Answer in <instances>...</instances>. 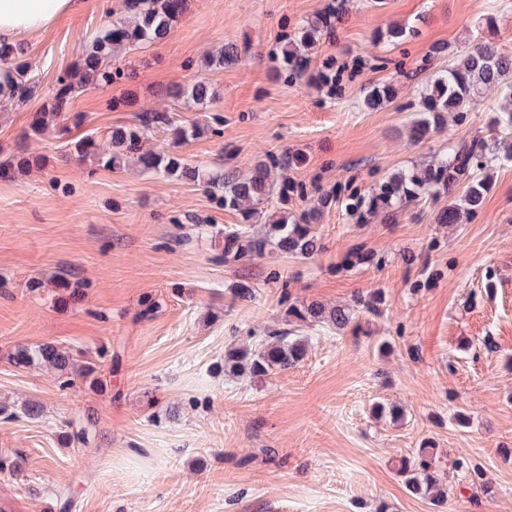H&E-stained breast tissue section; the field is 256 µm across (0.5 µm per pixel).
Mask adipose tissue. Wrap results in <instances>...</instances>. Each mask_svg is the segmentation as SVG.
Returning <instances> with one entry per match:
<instances>
[{"mask_svg": "<svg viewBox=\"0 0 512 512\" xmlns=\"http://www.w3.org/2000/svg\"><path fill=\"white\" fill-rule=\"evenodd\" d=\"M76 5L77 0H0V42L14 43L38 36Z\"/></svg>", "mask_w": 512, "mask_h": 512, "instance_id": "ef3b65f1", "label": "adipose tissue"}]
</instances>
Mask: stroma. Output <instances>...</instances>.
<instances>
[{"label":"stroma","instance_id":"stroma-1","mask_svg":"<svg viewBox=\"0 0 512 512\" xmlns=\"http://www.w3.org/2000/svg\"><path fill=\"white\" fill-rule=\"evenodd\" d=\"M328 0H188L168 35L128 54L135 78L90 86L68 109L72 137L109 142L136 112L165 111L176 125L224 118L223 138L205 133L178 147L189 166L247 171L268 154L303 161L285 176L328 191L367 190L401 169L422 166L448 140L488 137L489 115L449 125L421 145L409 140L419 81L398 83V100L365 106L367 87L414 67L436 44L487 42L512 53V11L498 0H349L319 57L346 71L339 95L276 79L268 57L278 38L314 19ZM108 0H79L35 40L25 58L39 80L30 101L0 111V160L15 151L50 94L92 37L107 27ZM404 22L417 36L397 48L377 39ZM241 49L236 63L201 69L203 58ZM390 67L372 69L373 57ZM201 79L217 97L174 102L167 89ZM132 97L118 110L109 101ZM26 153L45 168L0 176V505L12 512H512V167L466 224H440L447 199L408 206L395 223L368 224L338 209L318 225L323 250L308 260L274 252L228 263L224 233L238 213L211 203L197 183L155 176L131 162L119 171L71 154L63 139L33 138ZM364 248L381 267L347 269ZM421 258L407 266L404 252ZM435 277L422 282L423 264ZM65 273L82 290L62 302L49 279ZM252 302L233 301L239 284ZM384 295L378 316L356 315L343 333L325 324L309 336L303 362L261 381L224 370V352L249 348L265 329H288L281 299L351 305ZM158 308L147 313L146 300ZM53 342L95 357L103 387L64 389L43 366L19 367L17 346ZM43 412L24 414L28 402ZM403 417H374L375 403ZM464 412L466 426L452 416ZM97 421L89 444L73 445L66 422ZM433 441L441 454L470 453L492 486L470 489L447 471L443 505L411 495L399 460Z\"/></svg>","mask_w":512,"mask_h":512}]
</instances>
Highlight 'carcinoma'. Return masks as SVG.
<instances>
[{
  "mask_svg": "<svg viewBox=\"0 0 512 512\" xmlns=\"http://www.w3.org/2000/svg\"><path fill=\"white\" fill-rule=\"evenodd\" d=\"M347 0H329L315 19L302 23L285 36L277 51L271 55L273 68L286 83H301L309 74L312 57L320 42L332 31L336 19L342 16ZM186 10V0H119L117 18L92 40V49L75 66L59 75L44 101L41 111L34 113L29 127L20 139L53 135L64 138L70 128L63 124L64 112L78 89L86 86H110L133 77V72L114 63L122 53L146 47L163 38ZM416 34L413 26H393L379 34L378 39L397 47ZM0 63L16 72L18 95L0 102L3 110L14 102L26 101L38 91L37 82L23 59V49L17 44L0 45ZM345 67L336 61L322 63L317 79L331 95L341 92L340 78ZM512 57L489 44L464 45L448 56V67L427 76L420 94L418 117L411 126V139L421 144L435 133L442 132L448 122L457 125L467 122L470 113L481 104L490 87L500 91L506 105L490 117V138L470 141H448V153L423 168H411L392 173L367 192L349 186L324 191L314 207L298 213L279 212L275 220L265 225L263 234H250V228L240 227L227 234L224 241V261H239L244 257L262 258L270 250L297 259H311L323 248L322 239L314 224L323 212L339 207L357 218L360 224H369L378 216L394 221L411 204L426 198L444 195L452 197L448 207L437 215L439 224H461L473 219L491 188L488 171L494 167L512 166ZM175 101L192 100L197 104L209 98L208 84L203 80L168 90ZM398 97L396 83L389 78L367 87L365 105L370 109L385 107ZM168 131L178 144L196 135L197 130L177 126L167 112H140L133 123L112 130V151L97 155L104 167L119 170L126 160L137 157L143 167L164 177L188 178L205 185L213 203L226 211L242 216L248 225L264 218L265 208L274 195L296 196L304 200L309 195L303 183L278 184L270 178L271 170L286 171L301 159L286 151L270 154L257 162L248 176L236 171L206 174L185 164L177 154L158 146L145 148L149 140ZM95 139L90 135L71 141L72 152L84 157L94 152ZM41 159L23 153L14 154L0 164V174L39 166ZM288 316L307 323L326 324L344 332L353 323L351 308L337 307L325 310L316 304H288ZM309 337L298 336L290 330L270 332L257 339L250 349H233L224 357V368L238 377L250 379L266 377L275 371L297 365L307 356ZM17 366L45 364L58 371L61 384L70 388L76 380L96 387L101 384L97 366L82 354L74 353L55 343H44L35 348H21L12 355ZM70 436L80 443H89L94 437V422L88 418L78 424L69 423ZM439 454L429 441L412 455L400 460L397 473L406 490L437 506L447 496L437 467ZM458 472L470 487L484 493L489 491L482 466L473 463L468 454L460 453L454 460Z\"/></svg>",
  "mask_w": 512,
  "mask_h": 512,
  "instance_id": "cac0c4a2",
  "label": "carcinoma"
}]
</instances>
